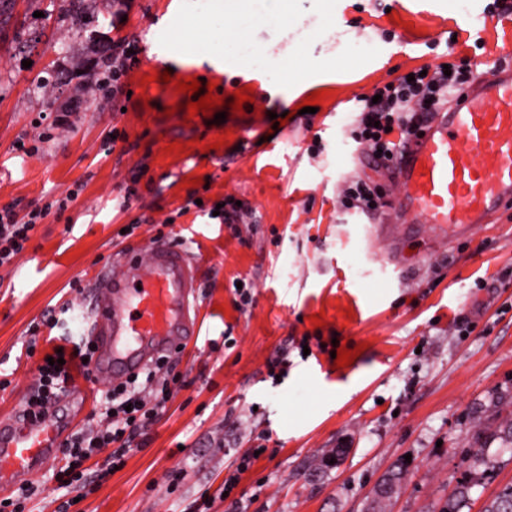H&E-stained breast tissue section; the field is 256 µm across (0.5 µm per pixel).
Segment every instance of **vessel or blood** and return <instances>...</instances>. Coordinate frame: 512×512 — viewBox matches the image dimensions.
Here are the masks:
<instances>
[{
  "instance_id": "b4317fda",
  "label": "vessel or blood",
  "mask_w": 512,
  "mask_h": 512,
  "mask_svg": "<svg viewBox=\"0 0 512 512\" xmlns=\"http://www.w3.org/2000/svg\"><path fill=\"white\" fill-rule=\"evenodd\" d=\"M405 192L401 210L419 223L468 237L474 225L512 203V67L494 69L469 85L447 111L434 113L405 146L396 165ZM202 257L180 244L153 242L148 261L122 259L101 275L85 333L97 347L92 375L124 379L196 334ZM64 421L0 418V484L26 481L56 456L67 437Z\"/></svg>"
}]
</instances>
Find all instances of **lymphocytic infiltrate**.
Returning <instances> with one entry per match:
<instances>
[{
	"mask_svg": "<svg viewBox=\"0 0 512 512\" xmlns=\"http://www.w3.org/2000/svg\"><path fill=\"white\" fill-rule=\"evenodd\" d=\"M470 80L469 69L453 62L446 67H428L426 75L412 81L402 76L386 83L379 89V101L362 98L352 137L379 150V165L391 166L404 142L420 131L427 115L447 105ZM75 197V192H66L23 215L15 205L1 206L0 266L11 263L24 251L39 220L53 212L63 213ZM61 356L60 366L49 365L45 360L38 364L36 382L24 397L27 413L45 414L48 405L72 381L74 371L90 372L94 346L84 338L73 340L63 347ZM181 385L178 375L169 373L161 378L153 369L140 378L113 382L97 403L96 423L72 433L62 446V464L52 475L58 488L83 489L101 483L122 467L135 439L147 436L174 389ZM92 459L97 462L96 468H87V461Z\"/></svg>",
	"mask_w": 512,
	"mask_h": 512,
	"instance_id": "lymphocytic-infiltrate-1",
	"label": "lymphocytic infiltrate"
}]
</instances>
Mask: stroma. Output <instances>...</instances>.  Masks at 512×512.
Segmentation results:
<instances>
[{"label":"stroma","mask_w":512,"mask_h":512,"mask_svg":"<svg viewBox=\"0 0 512 512\" xmlns=\"http://www.w3.org/2000/svg\"><path fill=\"white\" fill-rule=\"evenodd\" d=\"M490 2L125 0L107 37L139 48L126 92L103 88L71 108L73 90L36 80L76 71L81 44L59 56L53 43L66 24L40 0H16L0 28V206L24 213L68 190L79 195L0 267V377L10 382L0 417L33 386L53 346L46 314L74 300L70 282L91 289L127 249L147 258L160 232L209 257L199 334L167 360L186 387L143 449L71 512H195L201 493L217 492L253 449L258 459L211 512H367L400 463L406 475L386 512H440L465 481L473 488L463 512H483L512 482V453L497 437L512 423V210L463 239L429 227L400 239L403 187L350 136L359 97L446 51L469 58L474 78L488 76L502 35L486 18ZM163 69L177 81L207 80L219 95L250 88L255 101L221 124L162 115L187 100L151 81ZM315 92L317 112L301 113ZM64 111L68 123L53 126ZM27 145L36 153L25 154ZM194 177L203 184L192 189ZM355 179L384 192L379 236L340 206ZM132 183L139 197L126 206L121 189ZM228 196L253 210L252 222L209 219ZM127 224L133 234L118 237ZM395 248L400 256L389 260ZM238 280L252 296L241 310ZM338 342L362 352L336 370ZM282 351L288 371L271 378L267 363ZM475 448L491 460L486 474L469 469ZM335 449L337 464L324 466ZM172 470L178 483L165 479Z\"/></svg>","instance_id":"35a3bbf8"}]
</instances>
